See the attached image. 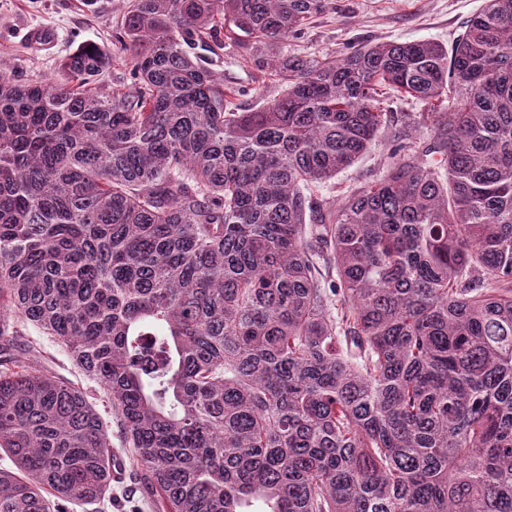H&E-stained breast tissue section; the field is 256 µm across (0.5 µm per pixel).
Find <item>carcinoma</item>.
Masks as SVG:
<instances>
[{"label":"carcinoma","mask_w":512,"mask_h":512,"mask_svg":"<svg viewBox=\"0 0 512 512\" xmlns=\"http://www.w3.org/2000/svg\"><path fill=\"white\" fill-rule=\"evenodd\" d=\"M328 5L128 0V92L91 42L63 82L0 69V512L112 502L105 422L22 324L97 380L155 512H512V0L449 50L280 49ZM247 38L253 108L190 54ZM390 97L448 111L326 201Z\"/></svg>","instance_id":"obj_1"}]
</instances>
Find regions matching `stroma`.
Returning <instances> with one entry per match:
<instances>
[{
  "label": "stroma",
  "instance_id": "stroma-1",
  "mask_svg": "<svg viewBox=\"0 0 512 512\" xmlns=\"http://www.w3.org/2000/svg\"><path fill=\"white\" fill-rule=\"evenodd\" d=\"M484 0H334V7L311 19L300 34L290 36L287 49L300 55L343 56L367 43L430 40L451 46ZM125 0H0V61L11 74L22 78L43 75L58 80L59 60L79 44L94 42L108 50L111 68L100 80L130 86L122 67L123 50L116 39ZM35 27L52 31V41L42 48L29 45L27 33ZM390 149L380 137L375 149L324 184L321 193L336 199L340 191L378 177ZM28 349L37 369L68 380L81 388L99 412L107 406L96 381L82 372L67 353L36 327L25 325L18 338Z\"/></svg>",
  "mask_w": 512,
  "mask_h": 512
}]
</instances>
